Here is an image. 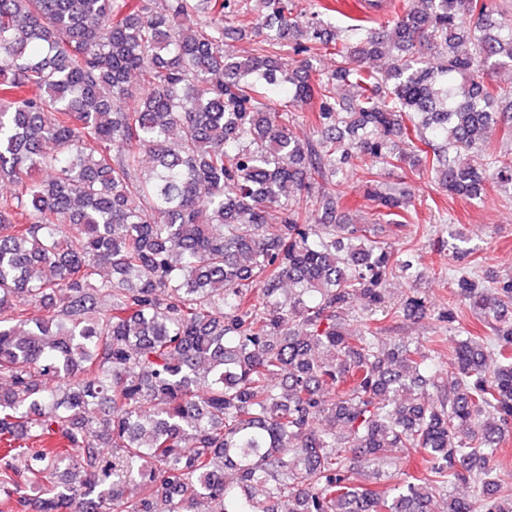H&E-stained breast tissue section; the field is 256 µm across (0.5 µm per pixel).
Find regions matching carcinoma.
Segmentation results:
<instances>
[{
	"mask_svg": "<svg viewBox=\"0 0 512 512\" xmlns=\"http://www.w3.org/2000/svg\"><path fill=\"white\" fill-rule=\"evenodd\" d=\"M262 4L263 26L244 0H0L4 512H429L455 484L474 498L447 512H512L493 464L512 430V277L455 276L439 317L466 305L493 341L458 340L434 399L428 348L344 318L357 296L384 308L416 249L336 222L321 187L374 159L450 196L512 190L487 136L512 102L490 78L512 69V12L405 0L387 38L336 31L325 4ZM364 195L374 223H410L403 192L368 179ZM400 453L425 474L381 483Z\"/></svg>",
	"mask_w": 512,
	"mask_h": 512,
	"instance_id": "carcinoma-1",
	"label": "carcinoma"
}]
</instances>
